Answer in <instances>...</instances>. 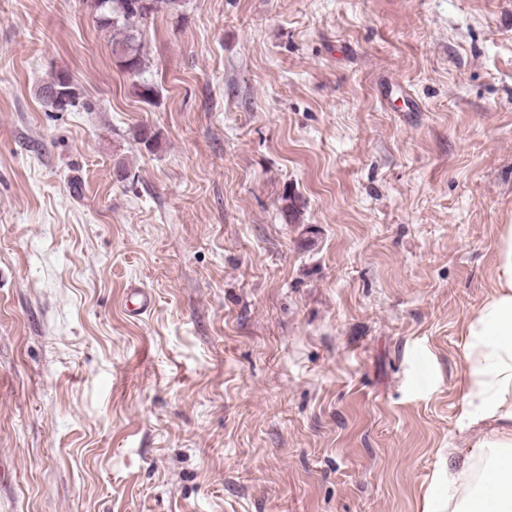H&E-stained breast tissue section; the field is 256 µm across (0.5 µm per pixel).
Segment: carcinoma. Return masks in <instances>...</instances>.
<instances>
[{"label": "carcinoma", "mask_w": 512, "mask_h": 512, "mask_svg": "<svg viewBox=\"0 0 512 512\" xmlns=\"http://www.w3.org/2000/svg\"><path fill=\"white\" fill-rule=\"evenodd\" d=\"M181 7L182 0H90L88 4L96 25L109 33L117 65L137 78L133 89L146 102L153 98L155 87L142 78L145 67L142 31L153 25L160 13L174 14ZM60 80L58 73L38 89L42 104L52 112L56 111L54 95Z\"/></svg>", "instance_id": "obj_1"}]
</instances>
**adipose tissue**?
Returning <instances> with one entry per match:
<instances>
[{
    "mask_svg": "<svg viewBox=\"0 0 512 512\" xmlns=\"http://www.w3.org/2000/svg\"><path fill=\"white\" fill-rule=\"evenodd\" d=\"M462 357L458 430L469 452L449 449L447 499L429 496L424 512H512V224L498 239L493 288L467 321Z\"/></svg>",
    "mask_w": 512,
    "mask_h": 512,
    "instance_id": "1",
    "label": "adipose tissue"
}]
</instances>
